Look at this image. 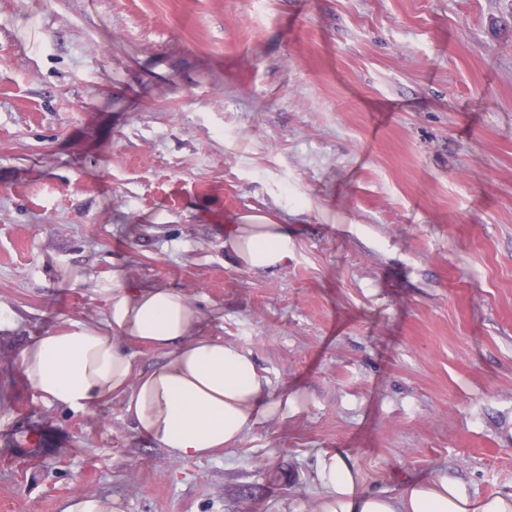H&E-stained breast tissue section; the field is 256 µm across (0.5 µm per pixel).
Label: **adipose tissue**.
Segmentation results:
<instances>
[{
    "label": "adipose tissue",
    "instance_id": "adipose-tissue-1",
    "mask_svg": "<svg viewBox=\"0 0 512 512\" xmlns=\"http://www.w3.org/2000/svg\"><path fill=\"white\" fill-rule=\"evenodd\" d=\"M291 245L287 225L264 214L238 215L224 231L225 257L250 271L277 269ZM106 294L105 323L72 321L14 351L36 401L71 413L120 401L131 432L177 461L237 448L247 432L298 411V391L272 390L250 352L201 336L204 315L180 292L128 285L116 270ZM142 347L161 361L143 367ZM308 456L303 478L319 492L313 512H512V492L477 497L438 469L391 495L367 485L345 449Z\"/></svg>",
    "mask_w": 512,
    "mask_h": 512
}]
</instances>
